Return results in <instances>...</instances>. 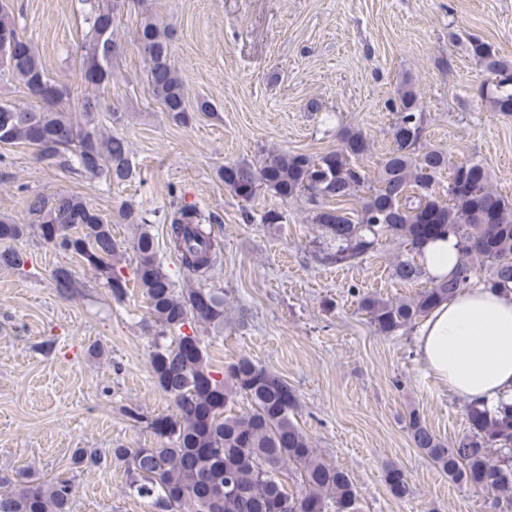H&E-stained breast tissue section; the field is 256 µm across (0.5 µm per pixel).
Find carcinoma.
Here are the masks:
<instances>
[{
  "mask_svg": "<svg viewBox=\"0 0 512 512\" xmlns=\"http://www.w3.org/2000/svg\"><path fill=\"white\" fill-rule=\"evenodd\" d=\"M115 0H94L86 21L89 38L81 47V66L88 91L80 98V115L65 111L61 103L67 89L45 74L39 51L20 35L13 11L0 4V49L8 42L12 61L0 72L16 79L34 104L17 106L0 102V141L34 148L37 159L77 175L102 176L121 185L133 178L135 167L126 141L99 123L105 111L100 88L112 79V57L117 44L112 28L117 16ZM137 42L146 62L148 90L177 124L192 119L183 81L171 61L170 34L144 20ZM474 59L489 74L480 94L496 112L512 113V65L497 58L488 44L470 42ZM396 114L395 146L370 180L358 161L369 150L360 132L343 131L339 147L322 155L272 151L260 165L238 162L219 170L224 185L237 196L246 186L266 187L287 200L306 199L312 221L329 238L324 260L349 263L377 249L382 236L404 239L411 250L422 253L424 243L437 234L457 238L460 263L456 274L435 282L415 296L396 301L365 296L360 309L371 324L385 334L414 324L440 302L470 284L474 261L489 264L484 285L506 287L512 283V202L488 186L482 163L466 161V176H475L476 188L459 190V166L448 167L447 155L423 146V114L412 89L397 91L388 100ZM412 135L398 137L403 125ZM449 170L448 186L437 191L438 175ZM364 193L360 208L348 212L338 204ZM165 214L169 238L181 268L197 281H205L220 263V243L205 225L219 216L205 214L170 191ZM31 223L0 221V241L19 240L27 231L67 255L90 266L114 299H122L128 280L112 259L119 251L112 237V222L83 198L70 193L37 194L28 205ZM51 226L61 238L47 235ZM130 247L136 256L134 280L146 295L150 313L161 333H177L166 346L157 345L150 366L158 387L174 399L177 414L149 417L141 407L127 416L144 423L158 443L150 448H115L114 457L125 463L129 487L152 499L154 512H360L358 492L342 468L324 461L306 432L295 421L298 396L279 376L243 356L222 371L207 359L198 328H224V290L190 287L176 291L169 273L157 257L152 234L143 229ZM26 255L15 248L0 250V266L20 268ZM422 269L415 260H403L395 276L406 283L418 280ZM189 327L191 333L182 331ZM249 402L243 414H229L238 398ZM469 431L448 445L419 417L410 415L408 431L414 447L424 452L452 479L486 492L490 512H512V398L493 404H466ZM104 458L78 448L72 464L99 467ZM294 466L302 486L299 496L288 494L282 475ZM391 491L400 499L411 489L401 470L389 464ZM73 484L67 478L42 480L27 476L17 483L0 476V512H70Z\"/></svg>",
  "mask_w": 512,
  "mask_h": 512,
  "instance_id": "cac0c4a2",
  "label": "carcinoma"
}]
</instances>
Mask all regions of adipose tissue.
I'll list each match as a JSON object with an SVG mask.
<instances>
[{"label":"adipose tissue","mask_w":512,"mask_h":512,"mask_svg":"<svg viewBox=\"0 0 512 512\" xmlns=\"http://www.w3.org/2000/svg\"><path fill=\"white\" fill-rule=\"evenodd\" d=\"M460 262L455 237L427 243L422 269L440 281ZM416 350L423 368L453 395L490 401L512 395V289L466 288L441 302L421 324Z\"/></svg>","instance_id":"ef3b65f1"}]
</instances>
